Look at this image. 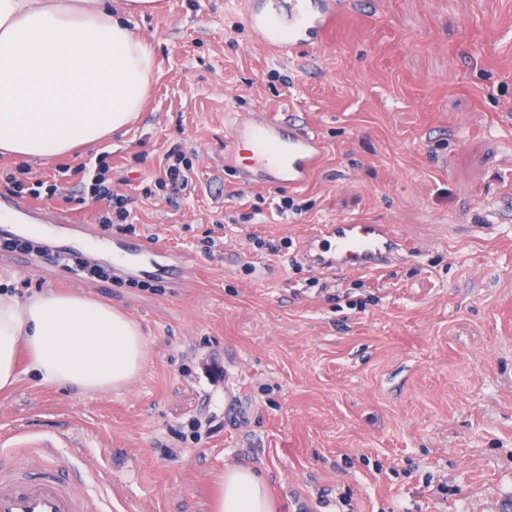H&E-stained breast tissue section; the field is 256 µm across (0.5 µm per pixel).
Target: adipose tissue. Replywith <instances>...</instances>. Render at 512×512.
Listing matches in <instances>:
<instances>
[{"label": "adipose tissue", "mask_w": 512, "mask_h": 512, "mask_svg": "<svg viewBox=\"0 0 512 512\" xmlns=\"http://www.w3.org/2000/svg\"><path fill=\"white\" fill-rule=\"evenodd\" d=\"M157 0H0V150L52 160L121 131L140 111L153 77L149 45L129 16ZM139 328L106 303L48 291L19 301L0 294V393L36 371L52 385L88 392L125 387L143 369ZM214 512H275L262 479L227 467Z\"/></svg>", "instance_id": "adipose-tissue-1"}]
</instances>
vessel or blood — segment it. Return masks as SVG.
<instances>
[{
  "label": "vessel or blood",
  "mask_w": 512,
  "mask_h": 512,
  "mask_svg": "<svg viewBox=\"0 0 512 512\" xmlns=\"http://www.w3.org/2000/svg\"><path fill=\"white\" fill-rule=\"evenodd\" d=\"M346 6V0H247L244 23L254 44L289 60L301 49L321 43ZM243 138L253 144L255 171L243 176L244 183L252 186L301 187L322 161L323 146L317 136L262 112L234 116L225 127V143L233 145ZM52 221L76 227L89 252L111 254L114 268L122 273L146 260L168 275L186 269L182 255L154 242L136 240L129 247L114 248L91 225L75 223L67 213H55ZM404 250L392 225L339 222L320 225L304 241L301 256L322 271H375ZM0 512H112V507L93 496L85 482L66 475L56 453L28 449L20 467L0 460Z\"/></svg>",
  "instance_id": "obj_1"
}]
</instances>
